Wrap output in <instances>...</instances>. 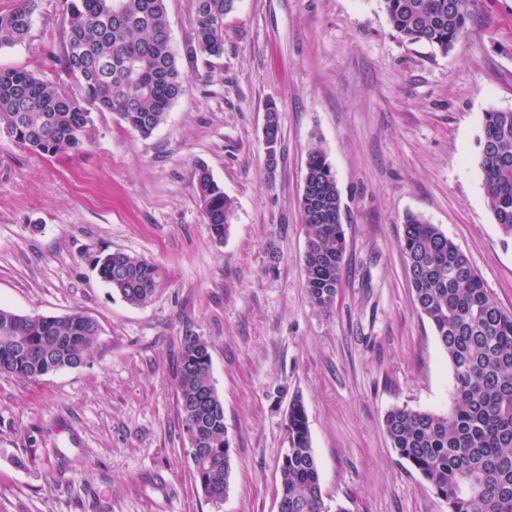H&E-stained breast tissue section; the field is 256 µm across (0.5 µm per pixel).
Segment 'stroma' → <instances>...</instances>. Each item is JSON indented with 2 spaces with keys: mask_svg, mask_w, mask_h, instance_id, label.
Here are the masks:
<instances>
[{
  "mask_svg": "<svg viewBox=\"0 0 512 512\" xmlns=\"http://www.w3.org/2000/svg\"><path fill=\"white\" fill-rule=\"evenodd\" d=\"M167 8L190 85L150 137L99 111L79 155L0 136V306L80 311L99 328L79 367L0 376V512H277L297 396L327 507L448 512L383 428L395 406L447 411L453 390L399 241L407 215L435 224L512 311V239L487 204L478 146L485 112L512 110V0H481L446 54L397 38L380 0H237L223 56L194 57L192 0ZM62 10L36 0L27 41L0 49V68L64 78ZM314 149L336 174L347 241L327 308L305 284ZM201 165L235 206L220 242L194 191ZM117 249L160 266L148 304L94 270ZM190 334L210 344L224 404L233 470L219 505L194 481L177 405Z\"/></svg>",
  "mask_w": 512,
  "mask_h": 512,
  "instance_id": "obj_1",
  "label": "stroma"
}]
</instances>
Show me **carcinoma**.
<instances>
[{
	"instance_id": "1",
	"label": "carcinoma",
	"mask_w": 512,
	"mask_h": 512,
	"mask_svg": "<svg viewBox=\"0 0 512 512\" xmlns=\"http://www.w3.org/2000/svg\"><path fill=\"white\" fill-rule=\"evenodd\" d=\"M36 0L0 8V48L29 37ZM237 0H194L193 54H224V17ZM397 36L446 55L467 32L478 0H380ZM62 65L66 87L25 68L0 69V135L41 155L82 153L90 141V109L116 114L142 137L164 123L187 77L171 47L167 0H64ZM480 165L490 210L512 239V110L484 114ZM195 191L212 237L229 230L234 204L207 169ZM311 302L329 307L346 252L336 178L318 149L307 159L301 198ZM411 271L415 305L433 326L453 376L452 404L436 413L394 407L384 417L391 447L446 502L448 512H512V312L491 298L468 256L446 234L411 215L399 243ZM101 280L130 305L148 303L161 270L154 262L112 251L95 258ZM96 321L81 313L24 315L0 308V376L37 381L83 364L95 347ZM177 402L203 494L224 502L232 474L224 404L211 373L210 346L187 336L180 353ZM288 449L277 497L288 512H326L302 400L285 423Z\"/></svg>"
}]
</instances>
